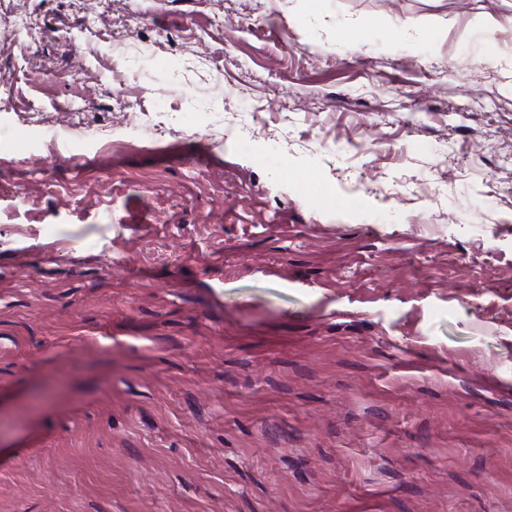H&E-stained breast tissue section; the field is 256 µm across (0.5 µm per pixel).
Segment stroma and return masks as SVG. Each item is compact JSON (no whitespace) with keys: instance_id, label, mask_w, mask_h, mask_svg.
Returning a JSON list of instances; mask_svg holds the SVG:
<instances>
[{"instance_id":"obj_1","label":"stroma","mask_w":512,"mask_h":512,"mask_svg":"<svg viewBox=\"0 0 512 512\" xmlns=\"http://www.w3.org/2000/svg\"><path fill=\"white\" fill-rule=\"evenodd\" d=\"M0 512H512V0H0Z\"/></svg>"}]
</instances>
